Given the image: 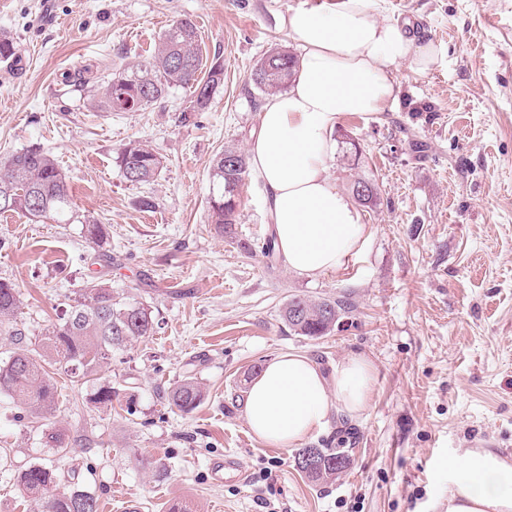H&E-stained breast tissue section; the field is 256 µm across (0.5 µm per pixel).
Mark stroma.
Returning a JSON list of instances; mask_svg holds the SVG:
<instances>
[{"label": "stroma", "mask_w": 512, "mask_h": 512, "mask_svg": "<svg viewBox=\"0 0 512 512\" xmlns=\"http://www.w3.org/2000/svg\"><path fill=\"white\" fill-rule=\"evenodd\" d=\"M323 0H0V34L17 63L0 62V162L20 149L50 152L80 215L108 225L97 246L81 225L34 224L0 214V278L22 294L18 324L35 340L61 313L65 294L96 273L143 302L159 329L112 356V382L131 410L88 402L68 377L52 421L71 451L46 453L38 430L0 397V512H33L13 473L33 462L78 475L100 512H429L448 494V464L489 449L512 459V0H382V18L420 25L433 44L424 72L397 65L399 100L336 127L328 174L343 191L372 183L378 205L357 204L371 238L349 269L294 275L251 244L271 234L263 192L240 188L233 234L212 224L211 161L247 152L266 97L254 63L280 46L285 24ZM188 18L204 59L220 58L224 84L211 109L187 112L178 88L136 112L89 107L87 87L148 57L162 32ZM142 140L163 157L155 180L128 182L118 153ZM150 196L156 207L141 210ZM347 294L348 323L326 336L294 335L289 298ZM300 352L324 374L350 355L374 367L371 402L357 418L332 414L306 442L323 448L351 428V465L317 485L295 451L262 443L244 414L257 369ZM207 387L191 413L171 411L164 389L185 374ZM238 457L242 482H218L214 461Z\"/></svg>", "instance_id": "1"}]
</instances>
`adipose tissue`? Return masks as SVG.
I'll return each instance as SVG.
<instances>
[{
  "label": "adipose tissue",
  "mask_w": 512,
  "mask_h": 512,
  "mask_svg": "<svg viewBox=\"0 0 512 512\" xmlns=\"http://www.w3.org/2000/svg\"><path fill=\"white\" fill-rule=\"evenodd\" d=\"M303 50L288 91L270 97L249 143V171L261 186L276 247L295 275L346 269L371 236L327 166L342 116L375 114L396 100L399 62L426 70L433 45L418 46L380 16L379 0H337L328 11L300 8L287 19ZM373 367L364 356L337 363L332 378L302 353L268 362L249 383L245 418L257 438L294 448L321 431L331 411L356 417L369 407ZM448 498L433 512H512V461L494 451L448 465Z\"/></svg>",
  "instance_id": "1"
}]
</instances>
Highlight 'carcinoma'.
Masks as SVG:
<instances>
[{
	"label": "carcinoma",
	"instance_id": "1",
	"mask_svg": "<svg viewBox=\"0 0 512 512\" xmlns=\"http://www.w3.org/2000/svg\"><path fill=\"white\" fill-rule=\"evenodd\" d=\"M298 68L297 58L288 50L276 47L260 58L251 71V80L259 92L275 95L288 88ZM224 84V66L217 59L203 68L198 50V31L189 19L178 20L162 34L154 53L147 59L124 67L89 90L94 107L103 112H136L164 97L172 88L191 93L188 112H204ZM124 99L132 101L128 109L117 105ZM123 176L131 175L133 183L152 181L163 168L162 157L151 146L138 140L123 145L119 152ZM214 188L210 197L211 223L229 232L237 223L239 188L248 162L242 153L226 148L211 163ZM0 212L17 213L31 222L52 219L59 224H74L78 215L66 175L55 158L39 147H29L9 156L0 167ZM87 239L101 246L107 236L104 225L83 222ZM306 309V317L296 321L289 315L290 307ZM22 300L14 284L0 279V335L20 336L17 317ZM356 305L346 296L309 299L295 295L284 307V322L300 336L317 338L330 333L324 311L342 319ZM157 323L152 311L143 303L123 297L112 289V283L92 276L84 288L68 298L65 311L55 323L49 324L38 337L37 348L11 353L0 361V395L10 398L33 418H46L57 413L62 401L52 371L71 377L77 386L89 389L91 403L108 407L120 400V389L105 377L112 364V353L124 351L133 344L156 333ZM170 410L190 413L206 399L202 382L186 375L163 392ZM43 447L54 453L69 451L64 434L54 427L41 431ZM346 442L335 448L319 449L324 468L307 472L315 484H328L338 477L336 469L327 463L346 454ZM17 485L40 512H99L98 496L78 483H69L59 490L58 472L42 463H31L18 471Z\"/></svg>",
	"mask_w": 512,
	"mask_h": 512
}]
</instances>
